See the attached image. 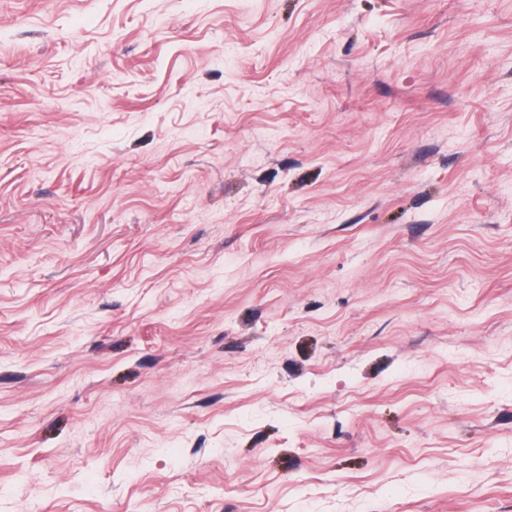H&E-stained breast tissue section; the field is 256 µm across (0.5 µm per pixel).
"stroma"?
<instances>
[{"instance_id": "1", "label": "stroma", "mask_w": 512, "mask_h": 512, "mask_svg": "<svg viewBox=\"0 0 512 512\" xmlns=\"http://www.w3.org/2000/svg\"><path fill=\"white\" fill-rule=\"evenodd\" d=\"M0 512H512V0H0Z\"/></svg>"}]
</instances>
